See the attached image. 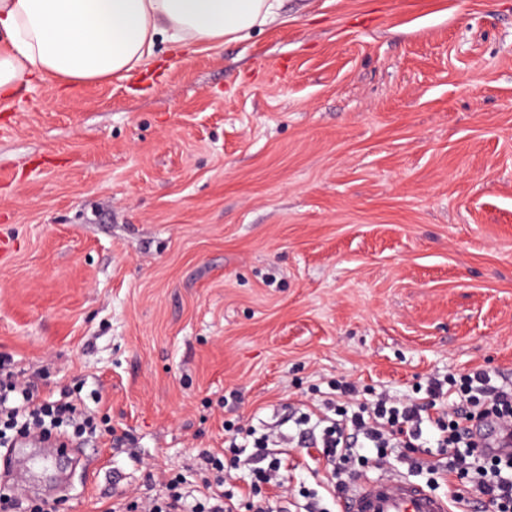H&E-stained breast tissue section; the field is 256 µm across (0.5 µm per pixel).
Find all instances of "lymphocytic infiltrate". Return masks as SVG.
Returning <instances> with one entry per match:
<instances>
[{
  "instance_id": "obj_1",
  "label": "lymphocytic infiltrate",
  "mask_w": 512,
  "mask_h": 512,
  "mask_svg": "<svg viewBox=\"0 0 512 512\" xmlns=\"http://www.w3.org/2000/svg\"><path fill=\"white\" fill-rule=\"evenodd\" d=\"M318 410L316 419L305 416L301 422L330 468L331 497L347 490L348 449L372 448L381 458L386 449L405 448L410 470L456 476L492 512H512V455L486 452L474 435L491 423L512 437V383L494 384L488 372L475 369L458 379H431L422 397L396 400L381 393L364 401L355 383L334 381ZM224 430L229 434L224 448L201 454L205 474L196 499H188L184 478L177 473L167 479L162 496L130 498L125 512H268L263 490L282 467L275 449L285 435L265 430L254 437L253 446L265 464L253 469L248 492L235 494L225 490L224 472L244 446L233 423H226ZM34 432L47 440H72L95 437L101 426L81 397L66 391L57 397L44 393L33 379L14 370L9 358L0 357V447H11L17 437ZM430 441L441 449L442 459L424 457Z\"/></svg>"
}]
</instances>
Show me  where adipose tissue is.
Masks as SVG:
<instances>
[{
	"label": "adipose tissue",
	"instance_id": "obj_1",
	"mask_svg": "<svg viewBox=\"0 0 512 512\" xmlns=\"http://www.w3.org/2000/svg\"><path fill=\"white\" fill-rule=\"evenodd\" d=\"M283 0H0V97L23 82L62 87L127 75L157 41L191 50L241 39L281 16Z\"/></svg>",
	"mask_w": 512,
	"mask_h": 512
}]
</instances>
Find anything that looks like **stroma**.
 Wrapping results in <instances>:
<instances>
[{
  "label": "stroma",
  "mask_w": 512,
  "mask_h": 512,
  "mask_svg": "<svg viewBox=\"0 0 512 512\" xmlns=\"http://www.w3.org/2000/svg\"><path fill=\"white\" fill-rule=\"evenodd\" d=\"M127 77L0 98V356L134 439L69 512L200 484L333 379L512 378V0H286ZM237 391V403L224 402ZM274 512L329 476L290 448Z\"/></svg>",
  "instance_id": "obj_1"
}]
</instances>
